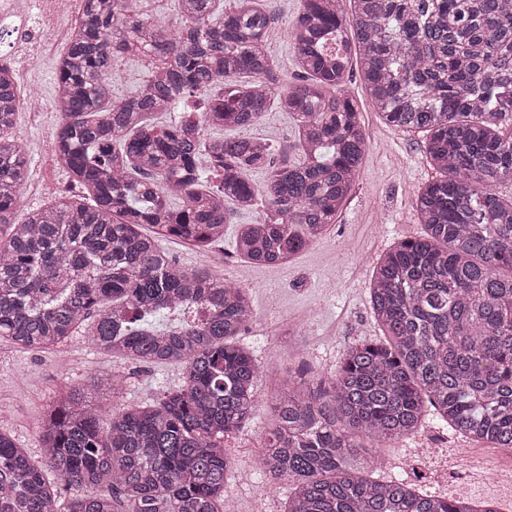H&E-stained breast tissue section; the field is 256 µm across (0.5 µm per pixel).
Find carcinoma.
Masks as SVG:
<instances>
[{"mask_svg":"<svg viewBox=\"0 0 512 512\" xmlns=\"http://www.w3.org/2000/svg\"><path fill=\"white\" fill-rule=\"evenodd\" d=\"M138 2L85 0L57 61L64 122L54 137L80 193L25 213L27 161L12 130L33 95L0 62V339L50 349L89 320L95 346L180 364L183 384L112 409L108 422L95 400L119 398L123 381L102 372L71 388L43 422L41 465L0 432V512H227L224 440L256 411L262 373L234 342L252 301L246 287L176 264L158 240L205 250L260 206L259 223L238 225L241 258L285 264L320 241L366 153L344 87L354 56L386 124L429 132L441 177L414 202L425 235L374 266L371 311L385 342L351 346L323 389L288 382L261 467L288 483L285 512H499L374 479L359 450L410 435L430 408L467 437L512 449V198L495 192L512 181V0H303L288 28L302 78L289 84L265 50L274 15L258 0L228 11L177 0L171 25ZM131 54L151 76L114 99L112 64ZM230 75L242 80L224 83ZM274 103L296 122V158L210 133L252 126ZM178 106L177 120L153 121ZM49 472L77 495L60 502Z\"/></svg>","mask_w":512,"mask_h":512,"instance_id":"1","label":"carcinoma"}]
</instances>
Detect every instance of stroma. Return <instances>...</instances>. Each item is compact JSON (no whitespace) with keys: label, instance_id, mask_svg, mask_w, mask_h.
<instances>
[{"label":"stroma","instance_id":"1","mask_svg":"<svg viewBox=\"0 0 512 512\" xmlns=\"http://www.w3.org/2000/svg\"><path fill=\"white\" fill-rule=\"evenodd\" d=\"M269 3L274 21L268 50L280 64L283 81L298 82L287 31L301 9L300 0ZM14 69L19 85L38 92L48 105L36 120L19 112L13 128V137L28 161V183L19 191L20 208L27 211L54 200L58 191L66 189L68 176L57 169L54 157L53 133L61 121L60 113L50 108L56 87L54 59L33 70L20 63ZM149 71L143 57L117 58L111 76L113 93L132 95ZM346 87L359 103L368 144L359 179L322 240L278 266L241 260L233 253L236 227L260 221L261 210L253 209L226 225L223 243L212 250L201 252L175 238L161 243L162 250L181 266L209 269L214 275L234 279L251 293L255 318L238 341L253 350L263 372L253 418L224 442L234 459L233 476L225 491L231 512H284L287 485L268 486L258 464L262 437L273 423L272 408L285 394L281 382L299 374L307 381H319L336 367L348 345L379 337L370 312L372 268L394 242L423 232L414 200L438 175L426 157L424 133L386 125L359 73L350 74ZM232 135L262 138L282 147L296 141L293 120L276 108L266 112L258 124L233 130ZM104 370L123 377L127 404L152 402L163 388L182 382L181 366L114 357L95 348L80 329L61 345L43 351L0 340V432L10 435L33 462H40L41 425L50 404ZM364 455L385 458L386 475L406 478L432 494L452 497L464 492L492 501L498 512H512V485L493 477L494 470L512 458V450L470 440L435 415H428L408 438L365 449Z\"/></svg>","mask_w":512,"mask_h":512}]
</instances>
